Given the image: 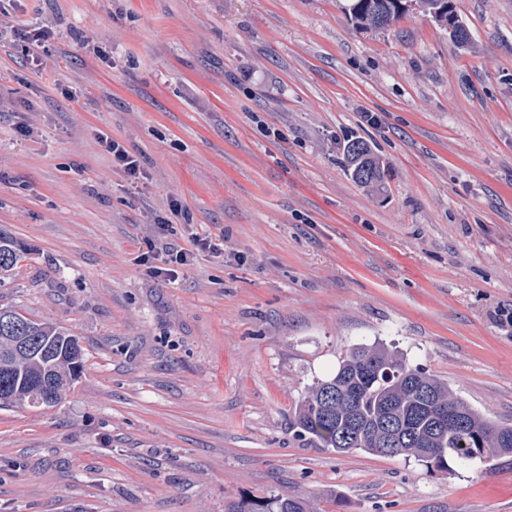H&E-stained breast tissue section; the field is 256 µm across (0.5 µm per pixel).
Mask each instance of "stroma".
<instances>
[{"instance_id": "1", "label": "stroma", "mask_w": 512, "mask_h": 512, "mask_svg": "<svg viewBox=\"0 0 512 512\" xmlns=\"http://www.w3.org/2000/svg\"><path fill=\"white\" fill-rule=\"evenodd\" d=\"M454 3L464 49L416 10L356 29L347 0H0L53 32L37 61L0 39V226L26 248L0 304L86 353L57 406L0 410V512H512V460L439 471L291 427L375 342L512 423V0ZM193 234L216 250L156 276L147 242ZM102 150L112 156L113 166L121 169L131 183L145 178L139 159L131 154L121 143L107 136L98 138ZM344 155L353 181L370 190L377 188L385 175V166L368 143L361 138L348 139ZM262 512H309L308 504L301 499L292 497H273L266 500Z\"/></svg>"}]
</instances>
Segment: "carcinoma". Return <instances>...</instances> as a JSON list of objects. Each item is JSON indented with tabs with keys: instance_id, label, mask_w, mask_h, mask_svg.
Wrapping results in <instances>:
<instances>
[{
	"instance_id": "obj_1",
	"label": "carcinoma",
	"mask_w": 512,
	"mask_h": 512,
	"mask_svg": "<svg viewBox=\"0 0 512 512\" xmlns=\"http://www.w3.org/2000/svg\"><path fill=\"white\" fill-rule=\"evenodd\" d=\"M407 0H349L348 14L356 28L372 29L374 15L405 16ZM459 46L469 43L464 21L453 0H418ZM344 155L350 177L373 190L385 166L367 142L347 140ZM22 244L0 227V282L19 269ZM79 340L62 328L0 306V409L57 405L83 372ZM459 421L437 427L443 411ZM401 427L395 449L386 453L385 423ZM298 437L317 442L338 454L360 450L372 455L413 457L426 466L449 470L453 462H481L512 457V426L473 408L448 383L409 366L389 348L357 344L340 357L336 373L313 383L296 406L291 421ZM262 512H309L298 498L273 497Z\"/></svg>"
}]
</instances>
